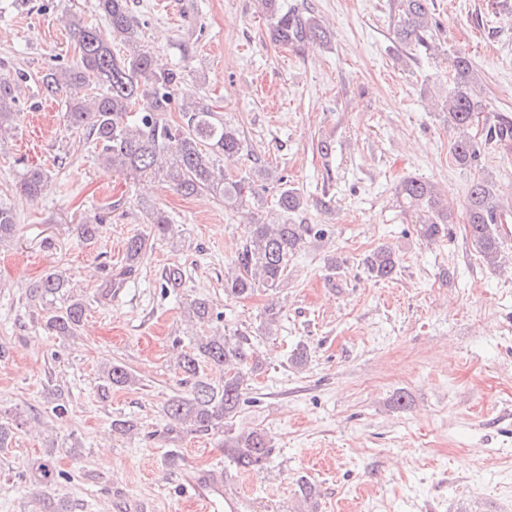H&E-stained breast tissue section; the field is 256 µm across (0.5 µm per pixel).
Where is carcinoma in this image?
Returning a JSON list of instances; mask_svg holds the SVG:
<instances>
[{"mask_svg": "<svg viewBox=\"0 0 512 512\" xmlns=\"http://www.w3.org/2000/svg\"><path fill=\"white\" fill-rule=\"evenodd\" d=\"M271 21L273 41L288 46L308 40H330L320 21L299 11L284 9L281 0H260ZM97 12L107 23L110 38L76 14L69 15V27L77 37L79 64L47 74L42 84L51 94L63 93L66 109L63 118L68 129L82 134L97 150V159L106 166L133 176L153 175L186 194L208 191L224 199L230 209L258 208L263 197L254 183L225 177L219 158L232 160L247 145L241 131L220 119L207 105L194 101L182 104L185 123L173 126L166 119L171 111L181 74L158 61L154 53L138 47L140 23L128 0H97ZM399 22L395 39L404 46H424L432 36L433 23L428 0H399ZM453 89L448 93V123L460 131L453 145V157L461 165L478 161L481 150L469 135V127L484 110L482 99L474 90L477 81L468 57L459 53L451 58ZM23 73H0V132L11 126L16 115L15 86ZM144 98L150 107L142 112L136 105ZM48 171L33 168L26 172L19 189L32 199L41 194ZM259 180L278 184L274 207L277 224H252L246 241L224 275V294L245 297L257 286L278 288L288 277V257L300 248L313 227L292 224L304 200L297 189L283 183L273 171L257 172ZM398 194L419 215L418 232L429 240L448 228L451 216L433 186L421 179H410L398 188ZM468 231L478 252L491 265L500 256L499 239L503 225L512 220V212L496 201L488 181L478 179L470 187L466 207ZM149 231L130 237L125 243L126 268L130 273L151 239L171 232L170 218L161 211H148ZM16 218L6 203L0 202V247L14 238ZM398 260L389 248H380L367 259L369 273L388 280L397 273ZM181 267L165 272L164 290L178 292L184 287ZM68 286L58 273L45 274L29 290L28 300L46 306ZM86 312V304L74 298L61 311L47 310L45 327L60 336H74ZM232 368L224 373V382L215 386L199 374L200 362ZM182 378L190 387L185 396H174L164 406V413L176 427L190 431L220 433L224 437V456L239 471L261 468L270 458L269 439L259 430L236 433L232 421L245 402L252 377L260 370L258 356L249 338L215 335L198 339L191 351L177 354ZM113 386L135 382L134 375L122 364L114 363L103 371ZM24 478L42 487H51L64 478L53 462L45 458L29 465Z\"/></svg>", "mask_w": 512, "mask_h": 512, "instance_id": "obj_1", "label": "carcinoma"}]
</instances>
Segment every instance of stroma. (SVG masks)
I'll list each match as a JSON object with an SVG mask.
<instances>
[{
    "label": "stroma",
    "mask_w": 512,
    "mask_h": 512,
    "mask_svg": "<svg viewBox=\"0 0 512 512\" xmlns=\"http://www.w3.org/2000/svg\"><path fill=\"white\" fill-rule=\"evenodd\" d=\"M130 0L141 42L182 73L184 92L238 126L246 155L225 162L233 178L272 168L300 189L296 224L322 228L290 257L282 288L224 296V273L249 224L270 208L234 211L207 192L183 195L155 177L99 164L62 120L64 95L41 78L78 62L66 23L105 21L95 0H0V72L23 71L17 115L0 137V199L12 207L15 238L0 248V412L37 409L10 447L0 448V512H189L177 475L221 473L240 512H304L296 481L318 488L316 512H512V223L488 265L466 224L469 189L489 180L512 207V147L487 140L512 119V0H431L427 46L400 49L396 0H282L313 14L330 42L274 44L258 0ZM465 53L486 105L469 133L481 147L462 166L443 103L449 64ZM328 152H320V144ZM49 178L30 200L26 170ZM438 190L452 222L435 239L396 193L404 179ZM166 211L173 236L154 241L115 296L98 288L125 265L127 238L146 232V206ZM98 222L94 241L79 226ZM395 250L394 278L368 275L375 249ZM185 272L179 293L161 274ZM65 275L86 303L78 334L42 327L27 294L48 270ZM207 300L213 318L191 319ZM278 328L266 334L268 307ZM238 330L263 363L234 431H263L273 448L259 472L236 471L220 435L170 426L163 408L185 394L178 348ZM306 349L308 360L292 358ZM120 363L136 384L104 388ZM68 412L54 417L55 389ZM133 430L113 431L116 420ZM52 459L69 481L44 489L19 478L24 464Z\"/></svg>",
    "instance_id": "35a3bbf8"
}]
</instances>
